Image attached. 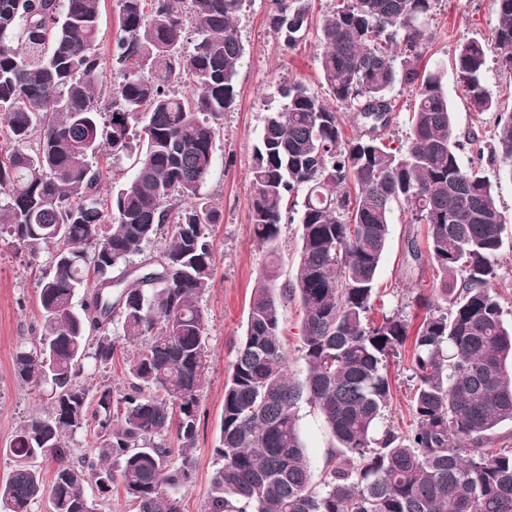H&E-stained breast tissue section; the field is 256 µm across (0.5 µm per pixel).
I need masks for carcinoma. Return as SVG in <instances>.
Segmentation results:
<instances>
[{
	"label": "carcinoma",
	"instance_id": "cac0c4a2",
	"mask_svg": "<svg viewBox=\"0 0 512 512\" xmlns=\"http://www.w3.org/2000/svg\"><path fill=\"white\" fill-rule=\"evenodd\" d=\"M100 2L0 0V238L52 268L38 291L41 329L13 367L19 383L50 389V406L6 448L13 467L0 478V512H38L45 498L47 512H106L118 483L137 512H181L195 471L211 366L200 301L219 220L200 188L216 121L236 102L247 0H117L110 85ZM273 2L269 27L292 48L310 31V0ZM434 3L333 0L317 32L332 101L294 79L265 117L250 170L254 233L273 245L283 213L298 206L301 247L291 281L279 282L271 255L252 290L224 386L210 512H512V448H489L512 423V323L494 288L505 220L493 184L458 153L463 139L480 158L487 147L512 179V113L484 82L491 61L512 72V0H495V59L475 38L455 54L472 109L498 113L487 136L458 129L445 72L422 64ZM397 85L414 92V109L393 148L384 132ZM338 104L369 129L344 139ZM137 137L133 177L103 192L96 158ZM395 205L427 225L446 303L425 300L413 329L398 313L368 318ZM294 296L304 310L301 382L288 376L280 324L281 303ZM410 337L413 425L404 433L382 420L388 360ZM121 339L135 347L127 386L115 390L105 374L82 380L89 362L111 367ZM303 400L336 441L320 489L298 430ZM79 431L93 450L77 459L69 439Z\"/></svg>",
	"mask_w": 512,
	"mask_h": 512
}]
</instances>
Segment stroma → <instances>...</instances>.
Here are the masks:
<instances>
[{
	"label": "stroma",
	"mask_w": 512,
	"mask_h": 512,
	"mask_svg": "<svg viewBox=\"0 0 512 512\" xmlns=\"http://www.w3.org/2000/svg\"><path fill=\"white\" fill-rule=\"evenodd\" d=\"M272 0H247L238 21V33L245 53L237 77L234 107L225 112L218 125L213 146L214 163L200 193L219 211V222L212 238L215 267L210 288L201 305L209 316L208 344L212 368L201 395L197 444L193 450L195 476L183 492L182 512H209L210 481L217 467L213 450L219 444L224 410V385L232 373L237 348L245 333L249 299L254 280L269 255H276L282 279H290L299 257L301 226L290 217L280 226L274 247L260 245L253 233V189L250 168L259 144L264 119L281 108L282 83L303 79L319 97L328 92L319 72L322 48L316 35L295 47L284 46L270 31L268 19ZM496 6L494 0H438L429 28L432 39L423 63L447 72L445 87L459 129L475 128L490 132L494 116L475 114L464 91L451 72L460 43L471 38L494 45ZM464 166L475 167L492 180L506 223L498 255L500 278L495 288L504 304L512 303V180L499 177V161L477 158L472 146L460 147ZM427 228L411 221L403 209L391 215V234L382 259L376 285L373 319L382 313H399L411 323L425 314L421 297L434 294L437 273L428 257H414L408 251L411 239H425ZM46 258H31L0 239V473L12 462L4 452L17 428L29 414L46 409L48 396L43 389L20 385L14 377L13 359L17 347L33 336L40 321L37 296L39 281L47 269ZM283 339L288 350V370L301 379L307 366L301 350L303 310L291 299L280 308ZM392 403L389 424L410 427L413 382L411 348L403 346L390 366ZM298 428L309 460L313 485H321L326 460L334 439L323 417L307 403L297 408Z\"/></svg>",
	"instance_id": "1"
}]
</instances>
